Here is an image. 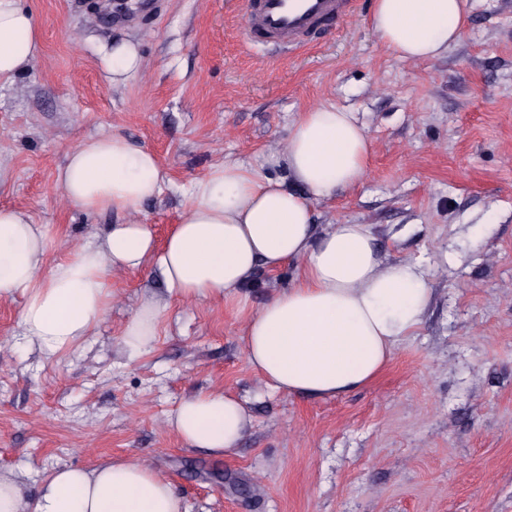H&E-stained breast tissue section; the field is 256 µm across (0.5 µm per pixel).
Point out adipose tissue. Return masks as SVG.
Listing matches in <instances>:
<instances>
[{
  "instance_id": "1",
  "label": "adipose tissue",
  "mask_w": 512,
  "mask_h": 512,
  "mask_svg": "<svg viewBox=\"0 0 512 512\" xmlns=\"http://www.w3.org/2000/svg\"><path fill=\"white\" fill-rule=\"evenodd\" d=\"M473 0H373L378 43L409 62L442 57L469 27ZM42 34L21 0H0V86L37 59ZM371 140L356 113L333 105L298 112L269 166L287 169L284 184L251 164L227 160L192 181L189 200L164 240L135 215L158 198L164 174L156 154L120 134L80 141L57 175L65 197L84 212L125 215L102 237L50 260V227L25 210L0 207V300L22 294L23 348L53 356L94 332L112 303V276L157 267L170 292L190 301L239 304L244 358L266 387L285 395L334 398L373 383L398 343L428 307V273L382 257L369 225L314 221L313 199L328 200L361 184ZM295 265L292 284L255 308L239 291L258 269ZM167 305L146 296L127 322L122 348L147 352ZM252 418L221 389L184 397L168 428L190 447L225 455ZM0 512H182L168 478L127 460L54 470L36 496L20 475L0 467Z\"/></svg>"
}]
</instances>
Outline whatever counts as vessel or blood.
Here are the masks:
<instances>
[{
	"instance_id": "obj_1",
	"label": "vessel or blood",
	"mask_w": 512,
	"mask_h": 512,
	"mask_svg": "<svg viewBox=\"0 0 512 512\" xmlns=\"http://www.w3.org/2000/svg\"><path fill=\"white\" fill-rule=\"evenodd\" d=\"M353 0H248L245 47L290 48L309 43L317 32L338 24Z\"/></svg>"
}]
</instances>
